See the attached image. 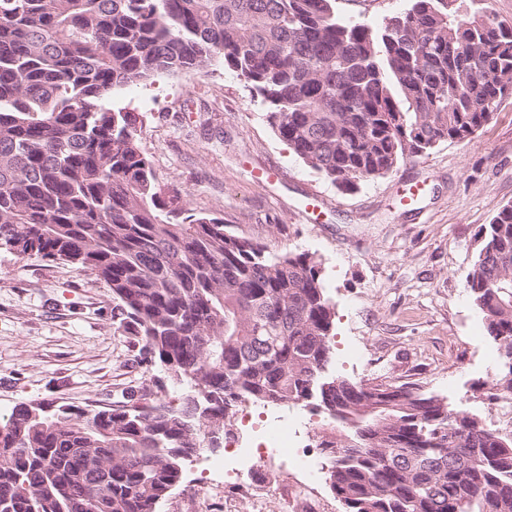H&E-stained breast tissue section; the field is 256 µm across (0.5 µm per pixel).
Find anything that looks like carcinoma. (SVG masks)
Listing matches in <instances>:
<instances>
[{
	"label": "carcinoma",
	"mask_w": 512,
	"mask_h": 512,
	"mask_svg": "<svg viewBox=\"0 0 512 512\" xmlns=\"http://www.w3.org/2000/svg\"><path fill=\"white\" fill-rule=\"evenodd\" d=\"M410 0L379 27L336 0H0V249L106 284L115 333L155 371L122 404L33 400L0 419V512H159L239 404H304L344 512H512V436L409 386L328 374L320 263L275 253L164 190L124 88L237 73L280 140L343 191L466 142L512 96V24ZM466 276L512 394V204ZM183 387L167 400V382Z\"/></svg>",
	"instance_id": "obj_1"
}]
</instances>
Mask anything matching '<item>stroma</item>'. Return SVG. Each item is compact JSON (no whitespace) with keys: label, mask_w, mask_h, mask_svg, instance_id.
Wrapping results in <instances>:
<instances>
[{"label":"stroma","mask_w":512,"mask_h":512,"mask_svg":"<svg viewBox=\"0 0 512 512\" xmlns=\"http://www.w3.org/2000/svg\"><path fill=\"white\" fill-rule=\"evenodd\" d=\"M409 0H336L347 21L380 26ZM115 107L140 113L142 145L162 188L189 209L223 218L270 250L306 252L322 268L335 308L330 370L353 382L418 388L491 422L498 347L466 288L475 234L512 202V98L466 143L445 142L386 176L344 192L274 133L266 108L235 72L214 63L123 90ZM277 172L257 180L255 170ZM418 184L411 205L400 190ZM322 199L319 222L305 211ZM107 286L71 266L0 250V415L41 400L97 409L115 405L148 374L137 350L114 335ZM289 428L317 453L320 512H343L318 444L323 414L292 404L246 402L232 420V449L256 448L266 425ZM238 496L207 455L185 466L161 512H308L291 458Z\"/></svg>","instance_id":"obj_1"}]
</instances>
